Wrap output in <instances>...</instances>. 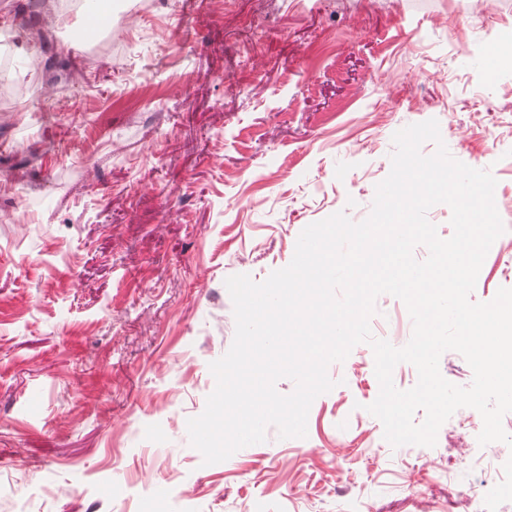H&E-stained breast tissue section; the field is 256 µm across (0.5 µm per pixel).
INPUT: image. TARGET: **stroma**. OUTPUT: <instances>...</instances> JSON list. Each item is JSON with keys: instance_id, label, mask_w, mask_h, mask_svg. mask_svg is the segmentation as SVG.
Returning a JSON list of instances; mask_svg holds the SVG:
<instances>
[{"instance_id": "1", "label": "stroma", "mask_w": 512, "mask_h": 512, "mask_svg": "<svg viewBox=\"0 0 512 512\" xmlns=\"http://www.w3.org/2000/svg\"><path fill=\"white\" fill-rule=\"evenodd\" d=\"M137 2L63 19L0 0L29 88L0 104V512H345L340 443L365 512H444L458 447L490 449L445 422L438 482L392 448L369 344L329 366L306 437L271 426L206 465L187 421L234 339L226 279L286 267L311 223L364 220L409 125L437 120L496 178L506 231L471 298L512 288V0ZM376 314L374 338H411L403 301Z\"/></svg>"}]
</instances>
